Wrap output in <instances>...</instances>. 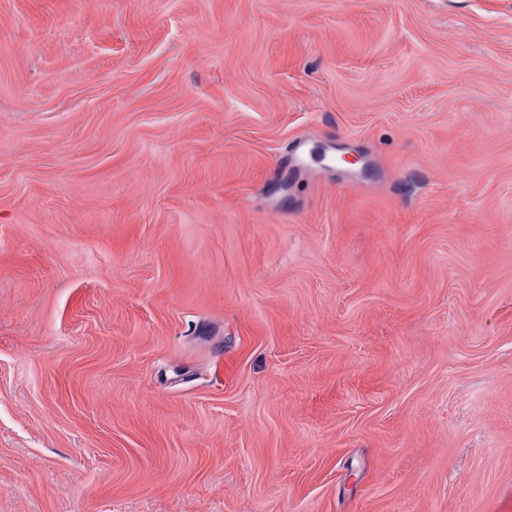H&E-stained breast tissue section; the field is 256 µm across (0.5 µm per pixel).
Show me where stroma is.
Returning <instances> with one entry per match:
<instances>
[{"mask_svg":"<svg viewBox=\"0 0 512 512\" xmlns=\"http://www.w3.org/2000/svg\"><path fill=\"white\" fill-rule=\"evenodd\" d=\"M0 512H512V0H0Z\"/></svg>","mask_w":512,"mask_h":512,"instance_id":"obj_1","label":"stroma"}]
</instances>
